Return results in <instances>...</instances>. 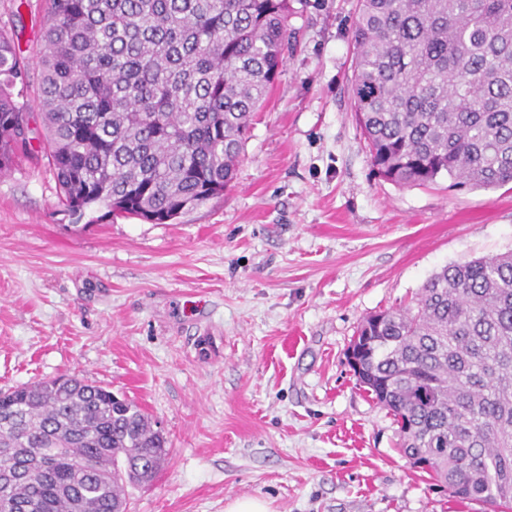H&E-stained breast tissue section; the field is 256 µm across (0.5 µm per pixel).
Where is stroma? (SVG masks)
I'll list each match as a JSON object with an SVG mask.
<instances>
[{"label": "stroma", "instance_id": "stroma-1", "mask_svg": "<svg viewBox=\"0 0 512 512\" xmlns=\"http://www.w3.org/2000/svg\"><path fill=\"white\" fill-rule=\"evenodd\" d=\"M0 24L32 58L42 11ZM295 50L255 112L234 186L173 223L59 204L39 145L0 175V389L75 375L169 441L129 512H487L412 467L347 349L443 266L512 251V183L376 175L350 98L357 0H300Z\"/></svg>", "mask_w": 512, "mask_h": 512}]
</instances>
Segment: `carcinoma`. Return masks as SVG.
Returning a JSON list of instances; mask_svg holds the SVG:
<instances>
[{
	"mask_svg": "<svg viewBox=\"0 0 512 512\" xmlns=\"http://www.w3.org/2000/svg\"><path fill=\"white\" fill-rule=\"evenodd\" d=\"M38 107L60 202L166 224L229 190L297 43L291 0H45ZM350 80L376 172L512 182V0H358ZM29 62L0 28V174L30 143ZM359 384L400 451L462 502L512 512V252L444 266L372 316ZM167 440L75 376L0 391V512H127Z\"/></svg>",
	"mask_w": 512,
	"mask_h": 512,
	"instance_id": "obj_1",
	"label": "carcinoma"
}]
</instances>
